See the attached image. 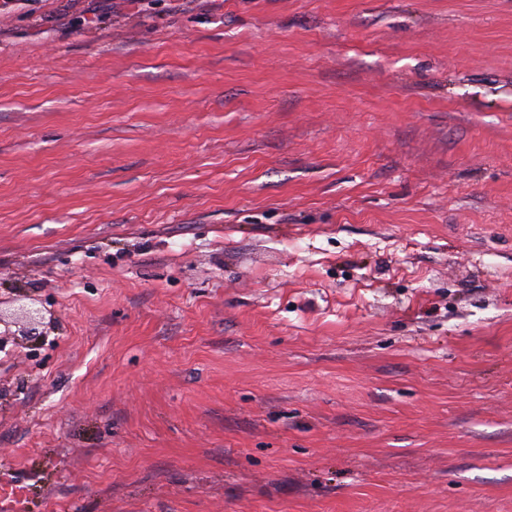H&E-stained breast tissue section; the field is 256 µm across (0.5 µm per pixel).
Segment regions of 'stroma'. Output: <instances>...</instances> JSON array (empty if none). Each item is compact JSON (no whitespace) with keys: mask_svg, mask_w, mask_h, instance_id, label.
Returning a JSON list of instances; mask_svg holds the SVG:
<instances>
[{"mask_svg":"<svg viewBox=\"0 0 512 512\" xmlns=\"http://www.w3.org/2000/svg\"><path fill=\"white\" fill-rule=\"evenodd\" d=\"M0 13V475L24 512H512V0ZM33 304L21 303L8 315L2 313L0 306V349L2 336H11L13 342L18 345L47 336L46 327L50 323V319L47 322L43 309ZM1 325H4L5 328L3 333ZM12 326L16 330L13 331Z\"/></svg>","mask_w":512,"mask_h":512,"instance_id":"1","label":"stroma"}]
</instances>
